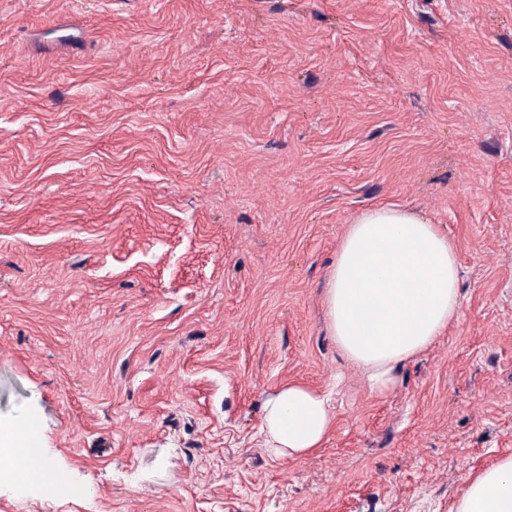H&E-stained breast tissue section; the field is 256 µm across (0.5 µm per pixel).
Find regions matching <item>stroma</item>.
I'll list each match as a JSON object with an SVG mask.
<instances>
[{
  "label": "stroma",
  "instance_id": "stroma-1",
  "mask_svg": "<svg viewBox=\"0 0 512 512\" xmlns=\"http://www.w3.org/2000/svg\"><path fill=\"white\" fill-rule=\"evenodd\" d=\"M457 247L378 394L325 320L349 224ZM331 398L271 456L263 405ZM0 512H451L512 455V0H0ZM330 400L300 384H286L266 400L261 423L275 456H302L321 448L332 426Z\"/></svg>",
  "mask_w": 512,
  "mask_h": 512
}]
</instances>
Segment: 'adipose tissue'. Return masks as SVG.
Returning <instances> with one entry per match:
<instances>
[{
	"instance_id": "adipose-tissue-1",
	"label": "adipose tissue",
	"mask_w": 512,
	"mask_h": 512,
	"mask_svg": "<svg viewBox=\"0 0 512 512\" xmlns=\"http://www.w3.org/2000/svg\"><path fill=\"white\" fill-rule=\"evenodd\" d=\"M458 280L456 247L438 225L389 206L365 211L327 275L328 332L370 387L386 391L458 317ZM331 426L327 396L287 384L267 398L260 430L273 455L294 457L321 447ZM454 512H512V455L470 475Z\"/></svg>"
}]
</instances>
